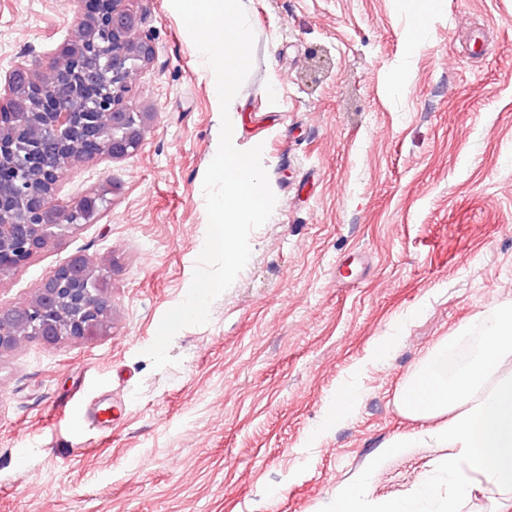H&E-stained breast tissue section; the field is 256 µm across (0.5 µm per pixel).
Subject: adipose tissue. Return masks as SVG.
<instances>
[{"label":"adipose tissue","mask_w":512,"mask_h":512,"mask_svg":"<svg viewBox=\"0 0 512 512\" xmlns=\"http://www.w3.org/2000/svg\"><path fill=\"white\" fill-rule=\"evenodd\" d=\"M510 360L512 307L498 314L478 354L454 375L443 376L427 360L397 396L405 415L427 421L423 435L400 439L371 458L358 483L337 494L335 512H458L474 486L511 485L512 370L503 368ZM425 436L448 451L434 468L448 482L447 498L438 497L434 480L402 497H373V478L389 455L418 447Z\"/></svg>","instance_id":"obj_1"}]
</instances>
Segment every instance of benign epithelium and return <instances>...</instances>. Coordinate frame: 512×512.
<instances>
[{"label":"benign epithelium","instance_id":"obj_1","mask_svg":"<svg viewBox=\"0 0 512 512\" xmlns=\"http://www.w3.org/2000/svg\"><path fill=\"white\" fill-rule=\"evenodd\" d=\"M77 33L51 64V84L20 63L0 84V271L16 270L47 242L93 221L115 186L61 206L54 190L78 161L120 159L140 147L152 112L126 105L131 71L153 62L129 0H72ZM110 287L76 256L25 302L0 308V355L30 336L54 345L107 332Z\"/></svg>","mask_w":512,"mask_h":512}]
</instances>
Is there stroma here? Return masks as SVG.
I'll return each mask as SVG.
<instances>
[{"instance_id":"obj_1","label":"stroma","mask_w":512,"mask_h":512,"mask_svg":"<svg viewBox=\"0 0 512 512\" xmlns=\"http://www.w3.org/2000/svg\"><path fill=\"white\" fill-rule=\"evenodd\" d=\"M253 67L232 116L276 195L251 257L206 324L144 351L191 285L218 150L212 75L170 0H129L155 59L127 105L141 147L77 164L68 205L119 191L100 218L0 273V307L74 256L104 268L101 336L0 355V512H330L370 458L423 421L398 392L442 341L483 343L512 305V0H243ZM71 0H0V78L44 71L72 39ZM400 342L382 359L379 337ZM360 400L323 429L339 387ZM122 406L109 429L57 418L72 396ZM25 467H17V455ZM440 448L392 456L376 497L425 479Z\"/></svg>"}]
</instances>
